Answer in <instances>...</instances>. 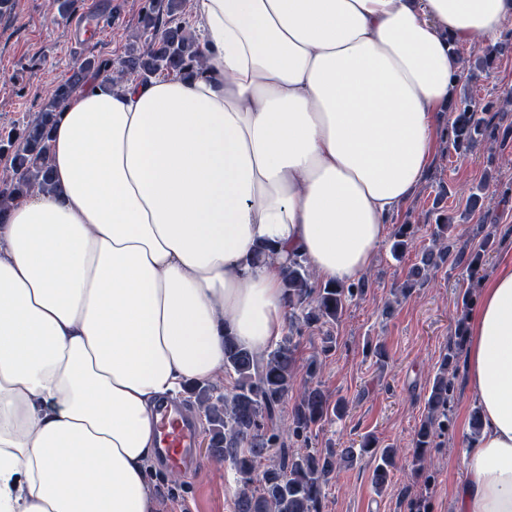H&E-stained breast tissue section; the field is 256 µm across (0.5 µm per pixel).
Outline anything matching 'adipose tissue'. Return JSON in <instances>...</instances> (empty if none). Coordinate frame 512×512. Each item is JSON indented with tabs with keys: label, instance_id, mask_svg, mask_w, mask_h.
<instances>
[{
	"label": "adipose tissue",
	"instance_id": "1",
	"mask_svg": "<svg viewBox=\"0 0 512 512\" xmlns=\"http://www.w3.org/2000/svg\"><path fill=\"white\" fill-rule=\"evenodd\" d=\"M512 0H191L203 68L97 79L52 192L0 211V512H148L156 406L285 329L280 273H366L433 158L458 46ZM274 252L254 265L257 246ZM458 512H512V260L469 318Z\"/></svg>",
	"mask_w": 512,
	"mask_h": 512
}]
</instances>
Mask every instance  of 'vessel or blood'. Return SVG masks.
<instances>
[{"label": "vessel or blood", "mask_w": 512, "mask_h": 512, "mask_svg": "<svg viewBox=\"0 0 512 512\" xmlns=\"http://www.w3.org/2000/svg\"><path fill=\"white\" fill-rule=\"evenodd\" d=\"M160 439L158 453L174 469L184 468L195 452L199 432L190 408L181 402L163 401L156 408Z\"/></svg>", "instance_id": "b4317fda"}]
</instances>
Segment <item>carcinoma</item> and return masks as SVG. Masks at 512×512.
Returning a JSON list of instances; mask_svg holds the SVG:
<instances>
[{
    "label": "carcinoma",
    "mask_w": 512,
    "mask_h": 512,
    "mask_svg": "<svg viewBox=\"0 0 512 512\" xmlns=\"http://www.w3.org/2000/svg\"><path fill=\"white\" fill-rule=\"evenodd\" d=\"M184 0H149L141 17V34L131 43L124 57L91 56L71 77L57 83L50 101L33 118L0 136V155L9 166L0 176V207L30 191L54 190L48 164L52 126L62 105L89 80L103 76L147 81L156 76L185 75L202 65V53L196 39L182 19ZM485 140H496V128L490 120L476 117L467 100L452 113L448 141L456 150L467 152ZM449 219L438 221L435 242L438 250L423 252L420 264L407 278L411 288L422 272L448 259ZM411 225H400L391 246L399 258L407 251ZM288 304V337L269 353L258 357L227 336L224 340V370L236 375L233 391L214 396L210 386L192 385L188 393L204 407L210 425V453L233 465L242 485L237 492L235 512H321L323 487L341 462H353L355 451L328 448L318 452L307 444L311 427L332 416L346 413V404H331L328 394L318 385H307L288 413V438L302 440L292 448L277 433L280 412L294 391L296 343L294 336L302 329L331 326L342 315L347 302L363 291L358 285L318 286L304 259L294 257L281 269ZM455 354L448 352L441 371L436 374L426 400L429 415L416 432V456H423L437 446L454 391L448 379V365ZM395 452L384 448L379 454L374 480L381 489L389 481L395 465Z\"/></svg>",
    "instance_id": "cac0c4a2"
}]
</instances>
